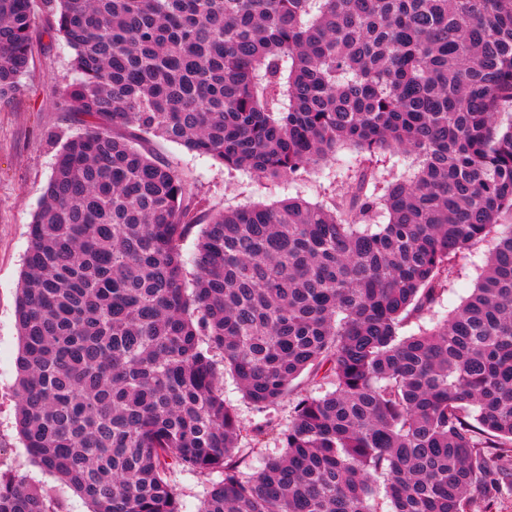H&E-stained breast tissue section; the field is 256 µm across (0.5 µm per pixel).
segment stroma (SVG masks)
Listing matches in <instances>:
<instances>
[{
	"label": "stroma",
	"instance_id": "stroma-1",
	"mask_svg": "<svg viewBox=\"0 0 512 512\" xmlns=\"http://www.w3.org/2000/svg\"><path fill=\"white\" fill-rule=\"evenodd\" d=\"M33 58L21 78L23 89L11 102L0 105V472H12L30 483L50 489L55 512H88L85 500L43 471L28 455L15 427V380L20 341L15 320L22 283L29 226L51 176L55 157L66 136L74 133L67 113L56 108L60 89L76 78L71 68L72 49L63 38L42 36L36 22ZM153 151L178 165L192 178L193 189L216 209L270 205L290 196L310 203L332 205L354 187L364 165L353 147L342 146L336 158L291 177L265 179L231 171L215 160L184 147L156 142ZM482 261L457 266L436 310L446 316L471 293L482 273ZM224 396L247 424L271 423L286 429L293 405L281 400L261 408L244 398L231 374L223 376ZM183 512H199L206 491L218 474L170 470Z\"/></svg>",
	"mask_w": 512,
	"mask_h": 512
}]
</instances>
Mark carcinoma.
<instances>
[{
  "mask_svg": "<svg viewBox=\"0 0 512 512\" xmlns=\"http://www.w3.org/2000/svg\"><path fill=\"white\" fill-rule=\"evenodd\" d=\"M39 13L74 51L58 104L81 131L16 305L34 462L90 512H182L171 466L222 474L200 512H493L512 491V0H0V101ZM154 139L259 178L343 145L413 172L218 211ZM482 243L471 294L421 325ZM225 369L258 406L292 398L251 474L239 443L268 426L239 420ZM301 377L332 390L295 396ZM0 512L54 509L0 473ZM278 436L277 434L270 436V438L262 444L261 448L254 449L253 452L251 450L249 451V466L248 469L244 470L245 472L251 473V469L259 467L264 457H274L281 452V444Z\"/></svg>",
  "mask_w": 512,
  "mask_h": 512,
  "instance_id": "obj_1",
  "label": "carcinoma"
}]
</instances>
